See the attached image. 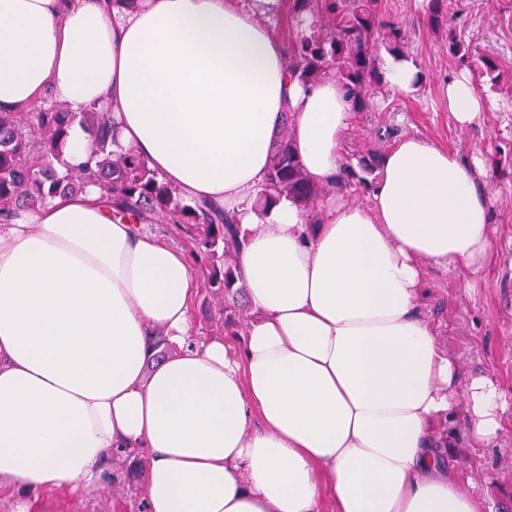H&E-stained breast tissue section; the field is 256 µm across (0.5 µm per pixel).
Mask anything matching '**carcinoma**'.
Segmentation results:
<instances>
[{"label":"carcinoma","mask_w":512,"mask_h":512,"mask_svg":"<svg viewBox=\"0 0 512 512\" xmlns=\"http://www.w3.org/2000/svg\"><path fill=\"white\" fill-rule=\"evenodd\" d=\"M378 0H288V19L296 31L288 36V70L304 84L332 76L342 82L356 103V111L367 110L374 96L385 91L374 48L407 52L402 26L383 17ZM313 23L304 26L303 17ZM470 48L448 29V52L464 60ZM88 133L89 149L96 167L88 172L58 165L60 150L72 125ZM292 115L286 114L273 137L265 183L259 195L263 205L282 197L295 200L305 210L309 223H319L320 202L331 193L352 192L371 186L367 176L376 162L360 161L363 175L351 166L342 167L330 185L314 183L306 174L291 136ZM115 127L112 112L95 105L71 112L46 98L28 111L0 112V221L18 210L57 195L78 193L95 184L114 212L133 223L156 229L166 224L169 231L187 241L196 267L206 275L207 290L201 301L206 335L242 336L249 317L245 296L238 283L237 263L245 238L227 215L205 204L189 201L176 187L161 179L147 162L130 152L112 150ZM148 341L154 360L169 355L163 331L150 330ZM144 476L142 455L112 453L113 495L124 496L139 489Z\"/></svg>","instance_id":"obj_1"}]
</instances>
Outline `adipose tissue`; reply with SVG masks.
<instances>
[{
    "label": "adipose tissue",
    "mask_w": 512,
    "mask_h": 512,
    "mask_svg": "<svg viewBox=\"0 0 512 512\" xmlns=\"http://www.w3.org/2000/svg\"><path fill=\"white\" fill-rule=\"evenodd\" d=\"M276 2L0 0V112L49 87L74 112L112 107L116 149L235 216L258 312L242 340L195 342L188 256L95 185L0 224V496L102 484L113 449L141 448L148 512H487L437 433L461 411L489 443L506 402L421 307L428 266L491 261L486 158L408 135L369 205L331 199L315 225L287 198L257 209L284 113L324 185L354 116L336 78L291 77ZM379 66L392 91L423 84L410 58ZM441 100L463 129L491 105L466 74ZM152 325L174 352L150 369Z\"/></svg>",
    "instance_id": "adipose-tissue-1"
}]
</instances>
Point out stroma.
<instances>
[{"instance_id":"35a3bbf8","label":"stroma","mask_w":512,"mask_h":512,"mask_svg":"<svg viewBox=\"0 0 512 512\" xmlns=\"http://www.w3.org/2000/svg\"><path fill=\"white\" fill-rule=\"evenodd\" d=\"M378 9L402 24L407 52L424 82L416 95L392 92L375 98L370 111L355 113L343 143V161L358 167L367 151L384 152L409 134L465 155L479 152L498 160L483 183L491 202L496 260L466 285L456 271L429 267L424 312L437 324L438 339L457 358L462 374H492L512 402V97L477 70L479 57L490 54L512 76V0H447L451 26L439 30L428 23L425 0H378ZM452 30L471 45L468 62L449 54ZM464 70L496 101L468 129L454 125L439 99L442 83ZM446 453L449 468L460 479L476 483L492 512H512V409L506 414L504 436L492 446L475 443L464 417H456L448 426ZM36 512H114L112 491L102 485L45 492Z\"/></svg>"}]
</instances>
